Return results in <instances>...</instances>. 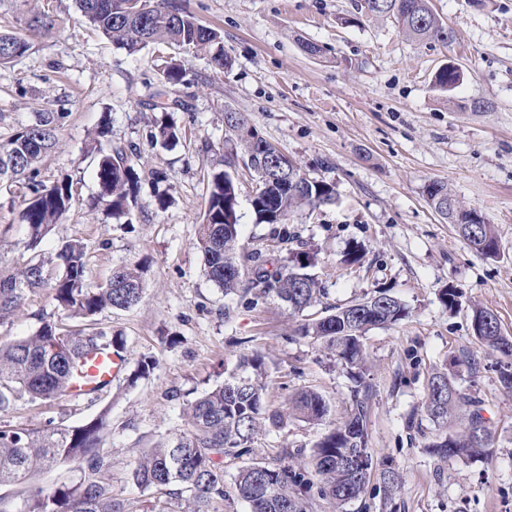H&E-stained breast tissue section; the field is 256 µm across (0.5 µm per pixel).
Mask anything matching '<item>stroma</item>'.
Masks as SVG:
<instances>
[{"label": "stroma", "mask_w": 512, "mask_h": 512, "mask_svg": "<svg viewBox=\"0 0 512 512\" xmlns=\"http://www.w3.org/2000/svg\"><path fill=\"white\" fill-rule=\"evenodd\" d=\"M359 2L187 0L199 20L223 33L232 65L218 71L207 56L182 55L166 44L128 56L85 23L75 0H42L55 30L0 66V142L37 113L63 115L45 173L71 175L77 202L46 237L45 253L83 238L95 282L119 266L146 264L143 301L99 317L124 339V368L111 388L48 407L22 401L13 420L37 428L52 418L73 424L108 411L104 450L112 457V488L132 512L158 499L134 485L137 457L183 432L186 402L223 384L243 355L263 356L271 408L287 411L289 399L307 389L330 407L321 426L293 420L279 430L263 428L248 460L297 464L324 426L340 424L350 408L347 368L321 343L294 336L299 317L273 298L254 306L226 297L205 274L194 239L228 109L247 113L259 135L311 179L335 186L334 204L290 219L319 253L313 272L328 303L387 292L410 310L400 323L366 336L361 375L372 392L366 427L374 473L347 512H512V393L499 375L505 359L483 350L471 321L473 306L488 308L512 336V0H431L456 34L447 44L412 40L393 18L358 12ZM307 43L319 54L306 53ZM178 56L187 70L183 106L174 114L182 138L165 150L151 142L160 116L151 95L164 61ZM448 63L461 81L441 91L434 74ZM106 115L113 146L131 151L141 176L126 219L85 206L99 191L87 145ZM157 171L167 173L166 182L154 183ZM433 181L493 224L496 257L475 253L430 206L424 190ZM160 190L170 198L163 210L155 201ZM22 193L20 184L0 183V227H9L14 244L1 257L8 263L25 252ZM353 246L362 260L342 263ZM448 286L459 294L453 310L439 300ZM44 321L65 318L43 288L0 325V343ZM147 358L156 360L155 370L134 378ZM446 368L479 402L492 434L487 455L442 458L428 447L438 426L424 409L427 383ZM388 466L401 474L389 501L379 477Z\"/></svg>", "instance_id": "obj_1"}]
</instances>
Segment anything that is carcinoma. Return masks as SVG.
I'll use <instances>...</instances> for the list:
<instances>
[{
	"label": "carcinoma",
	"instance_id": "obj_1",
	"mask_svg": "<svg viewBox=\"0 0 512 512\" xmlns=\"http://www.w3.org/2000/svg\"><path fill=\"white\" fill-rule=\"evenodd\" d=\"M22 2L27 6L25 25L29 36L0 32V65L22 58L31 47L29 38L46 36L55 28L54 16L30 4V0ZM129 2L76 0V5L96 31L130 56L152 44H168L188 54L209 56L218 70L231 66L220 32L201 23L184 0H151L149 15L133 12ZM363 2V8L372 15L394 17L413 39L448 43L455 38L454 30L433 12L430 0ZM162 75V84L174 91L184 84V65L172 60ZM459 81L455 72L442 66L434 84L446 91ZM61 118L59 112L39 113L34 122L0 143V181L7 179L26 189L19 219L26 229L28 252V256L11 264L0 259V325L23 308L29 293L48 288L57 306L67 317L82 322L84 328L64 331L56 323L44 321L34 332L0 344V486H25L23 512H129V504L112 491V460L103 452L110 427L108 410L77 425L50 419L42 428H27L11 420L21 400L47 405L70 395L78 364L87 352L106 349L120 354L122 338L98 326L96 316L107 309L135 307L144 295L138 264L116 268L104 282L91 281L85 261L88 246L81 239L63 242L50 257L39 250L43 239L74 204L71 176L47 180L42 172V161L58 146ZM235 119L233 138L224 141V157L210 166L207 207L195 246L202 253L209 280L224 294L248 296L254 305L273 294L292 312L302 313L321 302L325 289L308 272L316 262V253L288 230V219L303 207L334 203L336 190L310 179L299 167L296 186L277 184L253 198L255 223L267 225L262 241L287 249V255L273 260L274 271H268V250L263 246L249 250L240 243L239 187L231 167L238 160L247 161L258 144L248 116L238 112ZM152 138L169 147L178 142L179 129L174 121L165 119L156 124ZM92 153L99 193L91 200L90 209L115 218L129 215L141 183L131 159L123 149H105L99 141ZM426 196L433 206L448 199L456 201L440 182L430 183ZM471 213L469 208L462 211V220L468 226L457 227L458 234L471 248L483 243L498 247L494 226L483 219H469ZM226 215L234 216L233 222H226ZM407 315L398 297L384 293L370 309L362 300L336 306L324 317L299 324L294 333L322 343L353 368L364 363V340L370 330L394 325ZM472 328L486 350L512 358V337L503 334L491 310L473 308ZM263 368L260 354L241 357L237 373L188 404L183 432L141 454L131 473L133 482L176 499L186 498L191 512H211L215 503L227 497L224 458L249 454L263 426L279 428L290 416L307 423L326 419L328 403L311 390L295 394L288 402L286 415L271 409ZM351 397L348 418L320 436L302 468L261 462L240 468L235 492L248 504L249 512H310L308 492L316 483L319 494L338 508L364 495L372 470L354 473L350 461L359 450L370 453L366 429L370 394L355 387ZM424 407L429 419L439 426L436 439L428 444L433 453L442 457L478 456L489 451L491 434L478 419V402L456 387L448 371L430 377ZM460 417L466 420L463 429L448 431V420ZM67 462L77 464L81 472L77 481L63 482L50 490L34 484L43 472Z\"/></svg>",
	"mask_w": 512,
	"mask_h": 512
}]
</instances>
